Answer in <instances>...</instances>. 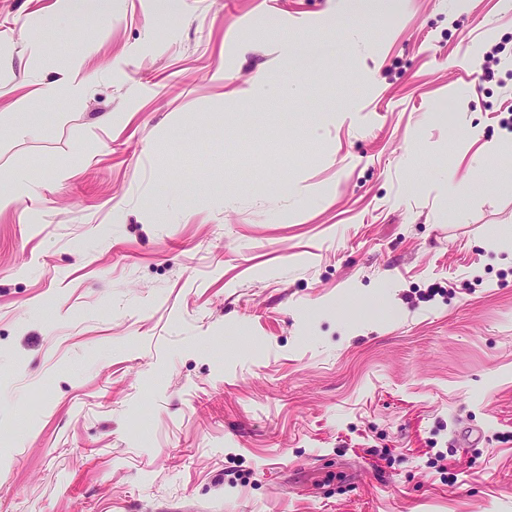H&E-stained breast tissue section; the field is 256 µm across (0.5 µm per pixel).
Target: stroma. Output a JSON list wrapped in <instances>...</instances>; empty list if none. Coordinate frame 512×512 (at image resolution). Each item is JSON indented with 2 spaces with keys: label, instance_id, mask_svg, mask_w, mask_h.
I'll return each instance as SVG.
<instances>
[{
  "label": "stroma",
  "instance_id": "stroma-1",
  "mask_svg": "<svg viewBox=\"0 0 512 512\" xmlns=\"http://www.w3.org/2000/svg\"><path fill=\"white\" fill-rule=\"evenodd\" d=\"M381 2L0 0V512H512V10ZM64 12L68 16H112V0H65Z\"/></svg>",
  "mask_w": 512,
  "mask_h": 512
}]
</instances>
